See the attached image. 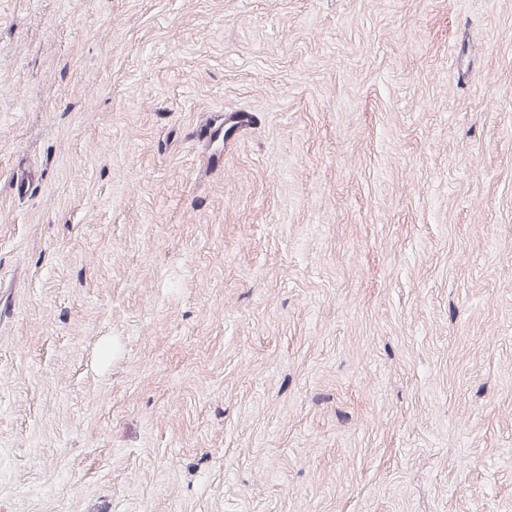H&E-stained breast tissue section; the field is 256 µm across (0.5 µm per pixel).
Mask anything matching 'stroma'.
<instances>
[{
	"instance_id": "obj_1",
	"label": "stroma",
	"mask_w": 512,
	"mask_h": 512,
	"mask_svg": "<svg viewBox=\"0 0 512 512\" xmlns=\"http://www.w3.org/2000/svg\"><path fill=\"white\" fill-rule=\"evenodd\" d=\"M0 512H512V0H0Z\"/></svg>"
}]
</instances>
